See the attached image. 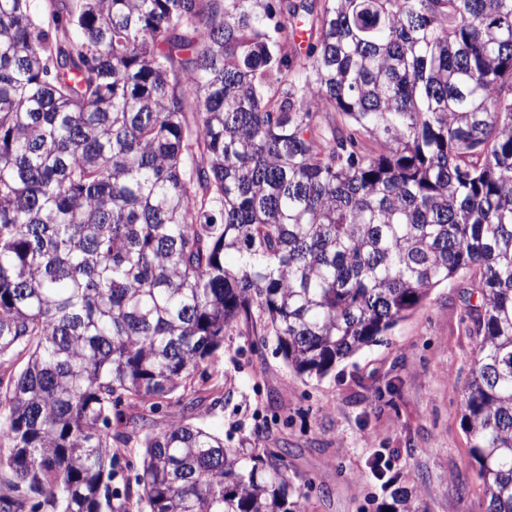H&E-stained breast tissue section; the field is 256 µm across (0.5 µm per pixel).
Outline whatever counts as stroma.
I'll list each match as a JSON object with an SVG mask.
<instances>
[{"mask_svg": "<svg viewBox=\"0 0 512 512\" xmlns=\"http://www.w3.org/2000/svg\"><path fill=\"white\" fill-rule=\"evenodd\" d=\"M474 281L464 274L435 288L383 344L322 378L297 375L275 341L234 323L218 356L224 375L191 419L230 448L260 436L287 449L289 478L308 487L306 512H383L391 498L368 467L378 456L417 512H485L461 425L477 342L466 320Z\"/></svg>", "mask_w": 512, "mask_h": 512, "instance_id": "1", "label": "stroma"}]
</instances>
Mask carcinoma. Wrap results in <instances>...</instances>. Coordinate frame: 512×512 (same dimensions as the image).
<instances>
[{
  "label": "carcinoma",
  "mask_w": 512,
  "mask_h": 512,
  "mask_svg": "<svg viewBox=\"0 0 512 512\" xmlns=\"http://www.w3.org/2000/svg\"><path fill=\"white\" fill-rule=\"evenodd\" d=\"M471 271L512 512V0H0V512H304L173 395L237 320L322 378Z\"/></svg>",
  "instance_id": "obj_1"
}]
</instances>
